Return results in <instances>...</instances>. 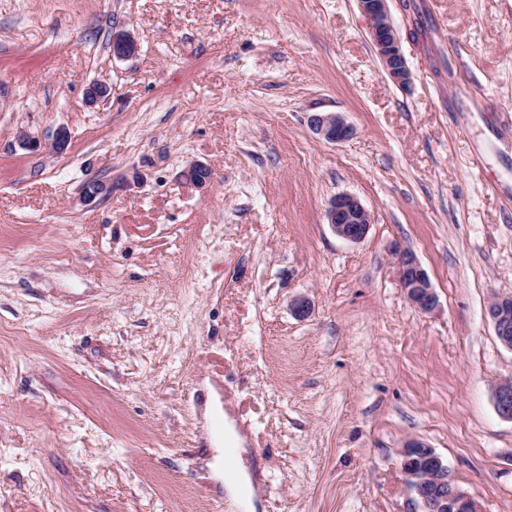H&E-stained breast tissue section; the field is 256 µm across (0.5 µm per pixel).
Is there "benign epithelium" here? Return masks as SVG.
Listing matches in <instances>:
<instances>
[{
  "label": "benign epithelium",
  "mask_w": 512,
  "mask_h": 512,
  "mask_svg": "<svg viewBox=\"0 0 512 512\" xmlns=\"http://www.w3.org/2000/svg\"><path fill=\"white\" fill-rule=\"evenodd\" d=\"M359 8L369 22V36L381 66L393 83L405 87L410 83V71L400 49V39L389 10L388 0H357ZM139 51V41L134 33L120 31L112 36V57L126 60ZM107 88L100 81L90 83L85 89V102L95 105L107 98ZM311 132L330 144L347 141L354 133L353 127L338 112H310L306 117ZM185 181L201 188L211 181V170L205 164L194 162L183 171ZM112 192V184L98 177H91L81 192L80 199L92 201ZM324 218L334 234L347 242L360 243L367 237L373 223L371 212L360 199L351 193L334 196ZM398 281L409 302L419 311L429 313L437 308V295L415 253L409 249L393 248ZM501 344L512 349V296H497L487 308ZM498 414L512 421V379L504 380L493 389ZM402 470L422 512H476L474 501L454 482L448 465L433 448L413 440L407 443L402 454Z\"/></svg>",
  "instance_id": "benign-epithelium-1"
}]
</instances>
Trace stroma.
I'll list each match as a JSON object with an SVG mask.
<instances>
[{"label": "stroma", "instance_id": "35a3bbf8", "mask_svg": "<svg viewBox=\"0 0 512 512\" xmlns=\"http://www.w3.org/2000/svg\"><path fill=\"white\" fill-rule=\"evenodd\" d=\"M388 5L405 88L357 0H0V512H226L213 392L263 512H419L413 439L512 512V350L486 315L512 296V0ZM92 176L112 193L81 202ZM342 192L374 216L361 243L323 219ZM139 51V41L134 33L120 31L112 36V57L116 60H126L135 56ZM306 121L318 139L330 144L343 143L354 133L353 127L338 112H310ZM398 281L409 302L419 311L429 313L437 308V295L415 253L394 247ZM495 408L498 414L512 421V379L504 380L493 389Z\"/></svg>", "mask_w": 512, "mask_h": 512}]
</instances>
